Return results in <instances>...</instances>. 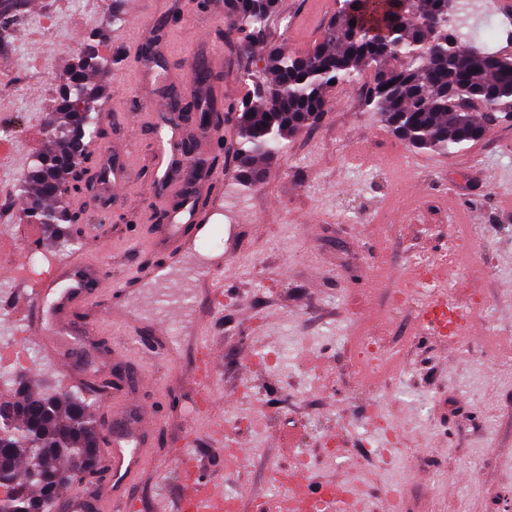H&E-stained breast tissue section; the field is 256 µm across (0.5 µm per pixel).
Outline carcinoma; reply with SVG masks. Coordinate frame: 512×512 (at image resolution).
Returning a JSON list of instances; mask_svg holds the SVG:
<instances>
[{"mask_svg": "<svg viewBox=\"0 0 512 512\" xmlns=\"http://www.w3.org/2000/svg\"><path fill=\"white\" fill-rule=\"evenodd\" d=\"M278 10V0H224L225 16L259 36ZM490 26L464 34L448 25L443 0H338L320 41L291 56L277 44L261 58L267 93L246 96L235 107L239 181L259 180L257 164L288 149L289 138L314 125L327 111L330 93L358 82L364 73V105L389 129L418 149L446 153L481 139L487 127L475 105L512 115V57L467 45ZM108 60L96 54L78 60L55 99L58 147L40 156L25 192L24 213L33 224L53 228L72 244L76 211L58 209L65 193L86 187L76 169H87L89 146L102 112L101 88L87 80ZM100 447L87 403L70 395L31 390L23 378L15 395L0 401V512H49L60 490L97 474L93 449Z\"/></svg>", "mask_w": 512, "mask_h": 512, "instance_id": "obj_1", "label": "carcinoma"}]
</instances>
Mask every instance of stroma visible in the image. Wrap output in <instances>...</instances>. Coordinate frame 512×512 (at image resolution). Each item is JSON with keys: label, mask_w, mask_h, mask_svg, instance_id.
<instances>
[{"label": "stroma", "mask_w": 512, "mask_h": 512, "mask_svg": "<svg viewBox=\"0 0 512 512\" xmlns=\"http://www.w3.org/2000/svg\"><path fill=\"white\" fill-rule=\"evenodd\" d=\"M81 2L75 11L25 0L33 27L0 47V125L14 138L0 157V194L12 197L0 225L15 242L0 250V266L27 258L34 244L61 262L84 257L125 290L104 294L109 312L80 337L73 382L56 354L26 338L34 357L22 373L30 386L83 396L103 443L112 413L158 409L147 466L130 487L142 512H177L183 453L198 460L202 479L239 494L240 512H250L249 495L274 493L271 471L292 467L297 448L312 463V479L358 481L363 512H380L388 492L410 512H491L495 502L512 512V362L499 357L502 344L512 345V124L490 114L487 134L463 149L420 151L366 110L359 88L341 86L321 121L296 132L286 152L261 163L259 183L245 188L226 112L246 91L241 76L260 73L264 43L308 50L336 0H279L263 38L246 50L224 0ZM114 8L119 21L99 24V11ZM44 15L47 30L36 24ZM88 41L110 60L91 77L104 88L107 115L88 189L64 198L83 218L76 244L66 246L48 227L22 221L28 201L19 177L52 149L40 131ZM198 98L220 113L221 136L202 133L185 111ZM173 132L194 143L203 172L192 180L174 172L166 197L148 195L153 145ZM116 165L124 180L118 194L102 182ZM212 172L221 179L215 192ZM185 197L199 201L207 220L170 259L153 230ZM89 224L96 234L86 232ZM454 224L473 234L457 287L479 288L488 307L476 316L478 335L421 338L417 312L393 306L392 297L407 282L408 255L442 257ZM192 268L201 275L190 290ZM214 288L223 289V302L210 301ZM367 311L385 316L384 339L399 355L373 397L343 348L356 313ZM150 336L161 337L166 357L150 351ZM207 345L222 361L204 387L195 362ZM119 354L151 385L124 388L110 407L102 399L113 393ZM205 394L219 415L200 411ZM217 419L247 444L239 472L225 468L224 444L211 430ZM288 436L294 449L283 445Z\"/></svg>", "instance_id": "obj_1"}]
</instances>
